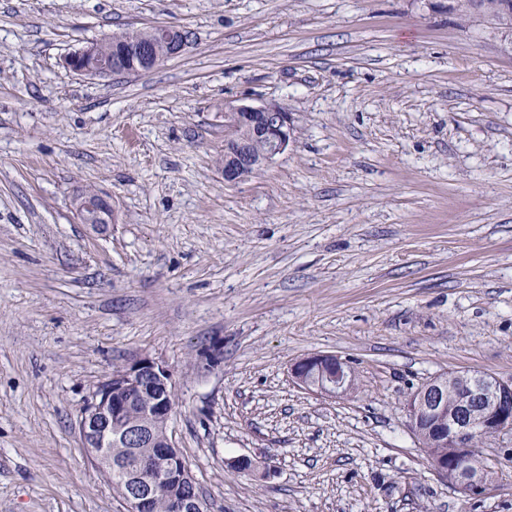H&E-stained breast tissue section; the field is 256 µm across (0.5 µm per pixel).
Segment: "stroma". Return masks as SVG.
I'll return each instance as SVG.
<instances>
[{
	"mask_svg": "<svg viewBox=\"0 0 512 512\" xmlns=\"http://www.w3.org/2000/svg\"><path fill=\"white\" fill-rule=\"evenodd\" d=\"M154 24L192 38L150 74L61 64ZM268 101L291 146L225 182V103ZM314 352L348 395L293 382ZM144 356L212 512H512V436L468 500L404 409L440 373L512 381V28L458 0H0V512H125L78 425ZM74 209L80 223L96 228H106L115 222L114 210L110 197L99 192L97 195L75 197ZM292 380L302 389L329 397L345 396L352 387L348 362L333 353H311L290 366Z\"/></svg>",
	"mask_w": 512,
	"mask_h": 512,
	"instance_id": "obj_1",
	"label": "stroma"
}]
</instances>
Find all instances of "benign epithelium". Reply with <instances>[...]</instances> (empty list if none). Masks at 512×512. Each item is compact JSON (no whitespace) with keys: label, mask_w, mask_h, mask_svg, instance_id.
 <instances>
[{"label":"benign epithelium","mask_w":512,"mask_h":512,"mask_svg":"<svg viewBox=\"0 0 512 512\" xmlns=\"http://www.w3.org/2000/svg\"><path fill=\"white\" fill-rule=\"evenodd\" d=\"M186 47L183 30L160 24L137 30L132 38L112 42V59L99 62L100 43L88 42L62 64L85 77L106 78L126 73L148 74L164 62L182 54ZM224 126L237 131L224 137V181H241L285 153L293 142L288 112L275 102L231 104L224 108ZM80 223L106 228L115 222L112 201L103 193L77 195L73 202ZM292 380L302 389L329 397L345 396L352 387L348 362L333 353H311L290 366ZM170 369L148 357L128 365L112 376L86 405L79 420L82 447L88 458L105 474L112 475V423L123 418L125 409L146 388L166 385ZM463 395L448 406V393ZM408 427L428 440L432 448H450L448 456L430 459L432 471L465 499L486 494L497 479L495 462L475 445L477 435L497 438L512 434V381L485 374L455 371L438 374L419 386L405 406ZM172 407L155 401L141 420L118 435L132 448L152 443L151 423L169 420ZM190 472L185 460H177L162 448L157 456L127 474L128 491L123 497L126 512H151V504L163 483L175 488L170 512H196L198 502L179 490L181 474Z\"/></svg>","instance_id":"1"}]
</instances>
